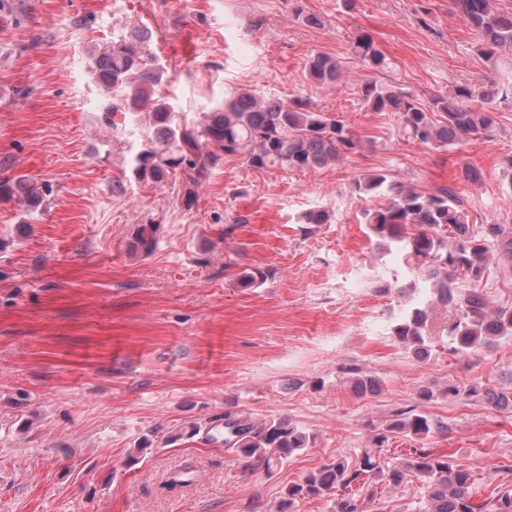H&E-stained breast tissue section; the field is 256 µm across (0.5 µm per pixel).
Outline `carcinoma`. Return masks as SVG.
<instances>
[{"mask_svg":"<svg viewBox=\"0 0 512 512\" xmlns=\"http://www.w3.org/2000/svg\"><path fill=\"white\" fill-rule=\"evenodd\" d=\"M449 3L477 36L482 57L493 60L503 53L512 55V11L495 7L494 0ZM352 54L366 71L357 86L365 106L373 112L401 113L413 139L435 148L492 139L496 122L490 111L491 91L461 84L447 95L434 94L423 100L374 78L390 69V62L370 35L356 37ZM89 68L93 78L111 93L102 106L107 124L125 128L143 113L148 117L145 142L132 159L134 178L146 184L182 178L189 206L197 203L194 188L209 177L221 151L238 153L258 169L294 171L323 167L342 152H354L359 146L342 121L313 110L308 101L300 97L263 100L249 90L229 93L196 125L177 123L171 105L160 92L166 68L157 61L141 32L91 55ZM306 77L315 85L337 86L345 79V66L328 55L316 54L306 63ZM354 185L359 192L384 199V203L362 212L370 233L390 240L415 265L420 271L419 289L430 295L431 303L453 308V321L444 328L449 353L468 357L502 339H512V306L491 312L476 289L457 287L461 278H482L492 242L500 245L501 257L512 262L511 228L489 224L483 232L471 233L457 195L446 187L433 191L406 188L381 171L357 178ZM15 193L26 212L41 209L44 198L37 185L21 179L0 182V197L10 198ZM157 230L154 224L138 225L133 232V252L150 253ZM447 231L452 238L444 236ZM428 318L427 309L413 307L394 330V336L421 357L428 354ZM378 386L372 376L360 375L354 380L360 396L377 393ZM447 393L454 400L481 397L496 405L509 400L507 394H491L477 385H450ZM435 429V423L423 414L407 409L396 412L390 431L421 441L408 449L405 459L383 466L380 454L389 437L379 434L374 447L354 460L338 458L288 486L279 512H288L299 500L327 495L336 496V512H367L370 481L376 479L397 488L411 474L428 479L423 512H512L511 486H496L482 501H474L481 477L422 444ZM205 439L221 440L268 470L308 445L307 435L286 418L260 423L231 412L224 413V427H210Z\"/></svg>","mask_w":512,"mask_h":512,"instance_id":"1","label":"carcinoma"}]
</instances>
